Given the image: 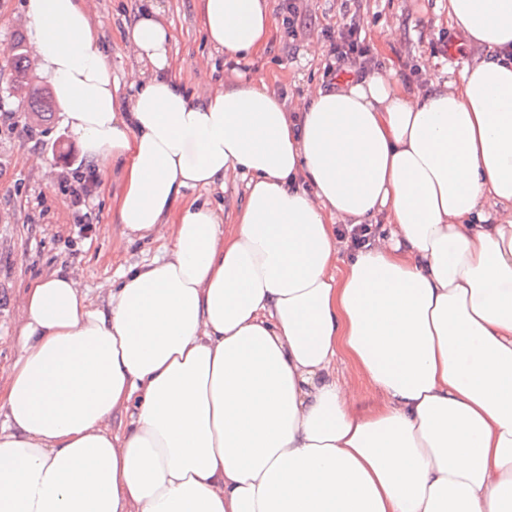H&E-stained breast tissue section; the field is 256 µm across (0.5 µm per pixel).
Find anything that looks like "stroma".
<instances>
[{
    "label": "stroma",
    "instance_id": "obj_1",
    "mask_svg": "<svg viewBox=\"0 0 512 512\" xmlns=\"http://www.w3.org/2000/svg\"><path fill=\"white\" fill-rule=\"evenodd\" d=\"M162 2L176 39L171 48L172 73L188 91L205 95L209 86L250 76L254 67L224 59L205 42L197 0H87L99 28V47L128 96L135 64L124 38L127 25L154 2ZM26 0H0V67L9 61L14 38L27 35ZM303 26L289 41L282 26L283 0H268L272 18L264 69L272 87L295 105L307 87L330 84L324 68L339 25L356 19L372 63L402 77H418L422 58H440L448 66L459 59L460 31L448 25L447 0H295ZM42 157L39 165L29 156ZM61 111L33 124L28 106L14 97L0 98V370L17 356L12 339L28 283L64 268L76 276L93 300H101L120 268L160 255L157 238L120 243L122 226L114 199L123 188V164L114 160L93 177V224L78 226L60 186L69 158H81Z\"/></svg>",
    "mask_w": 512,
    "mask_h": 512
}]
</instances>
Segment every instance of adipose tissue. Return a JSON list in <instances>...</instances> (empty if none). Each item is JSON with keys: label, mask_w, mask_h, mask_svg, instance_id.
Listing matches in <instances>:
<instances>
[{"label": "adipose tissue", "mask_w": 512, "mask_h": 512, "mask_svg": "<svg viewBox=\"0 0 512 512\" xmlns=\"http://www.w3.org/2000/svg\"><path fill=\"white\" fill-rule=\"evenodd\" d=\"M199 8L216 52L263 55L267 0ZM26 17L88 162H125L123 236L168 246L99 302L63 270L26 288L0 512H512V0H448L485 53L457 77L369 69L295 113L260 73L189 95L160 9L125 98L84 0ZM233 174L232 222L184 200ZM378 216L340 260L337 225Z\"/></svg>", "instance_id": "adipose-tissue-1"}]
</instances>
